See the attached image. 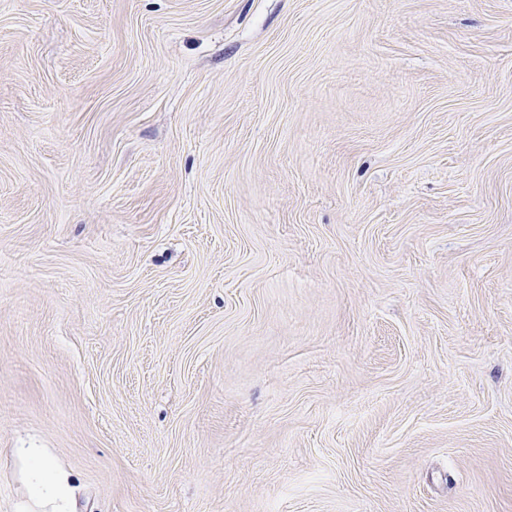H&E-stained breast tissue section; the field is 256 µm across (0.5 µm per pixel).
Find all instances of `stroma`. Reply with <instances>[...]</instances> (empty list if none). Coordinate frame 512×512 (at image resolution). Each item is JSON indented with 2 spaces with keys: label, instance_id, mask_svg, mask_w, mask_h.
I'll return each mask as SVG.
<instances>
[{
  "label": "stroma",
  "instance_id": "stroma-1",
  "mask_svg": "<svg viewBox=\"0 0 512 512\" xmlns=\"http://www.w3.org/2000/svg\"><path fill=\"white\" fill-rule=\"evenodd\" d=\"M512 512V0H0V512ZM34 507L51 512H73V484L70 474L57 466L44 448H18Z\"/></svg>",
  "mask_w": 512,
  "mask_h": 512
}]
</instances>
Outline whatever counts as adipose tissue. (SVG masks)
Wrapping results in <instances>:
<instances>
[{
    "mask_svg": "<svg viewBox=\"0 0 512 512\" xmlns=\"http://www.w3.org/2000/svg\"><path fill=\"white\" fill-rule=\"evenodd\" d=\"M16 454L24 464L34 506L42 512H72L71 476L53 462L47 449L20 448Z\"/></svg>",
    "mask_w": 512,
    "mask_h": 512,
    "instance_id": "obj_1",
    "label": "adipose tissue"
}]
</instances>
